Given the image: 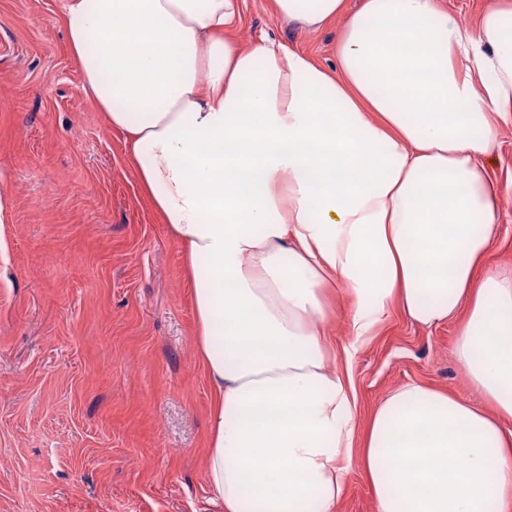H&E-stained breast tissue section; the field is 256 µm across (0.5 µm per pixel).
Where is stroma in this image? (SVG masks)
Listing matches in <instances>:
<instances>
[{"label":"stroma","mask_w":512,"mask_h":512,"mask_svg":"<svg viewBox=\"0 0 512 512\" xmlns=\"http://www.w3.org/2000/svg\"><path fill=\"white\" fill-rule=\"evenodd\" d=\"M64 3L0 0V512H222L203 466L211 388L181 249L83 88ZM241 7L231 39L335 68L338 22L310 32L271 0ZM488 176L501 222L484 268L509 271L512 119ZM328 298L325 332L357 400L337 512H375L361 449L379 403L409 383L484 401L455 359V324L396 308L349 359L342 284Z\"/></svg>","instance_id":"stroma-1"}]
</instances>
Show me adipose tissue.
<instances>
[{"mask_svg":"<svg viewBox=\"0 0 512 512\" xmlns=\"http://www.w3.org/2000/svg\"><path fill=\"white\" fill-rule=\"evenodd\" d=\"M340 23L336 69L225 37L240 0H67L85 91L180 243L213 393L206 480L224 512H336L356 411L332 365L325 285L350 352L401 308L457 321L478 409L418 384L376 409V512L512 502V275L477 277L500 220L487 165L512 117V7L461 23L440 0H273Z\"/></svg>","mask_w":512,"mask_h":512,"instance_id":"obj_1","label":"adipose tissue"}]
</instances>
